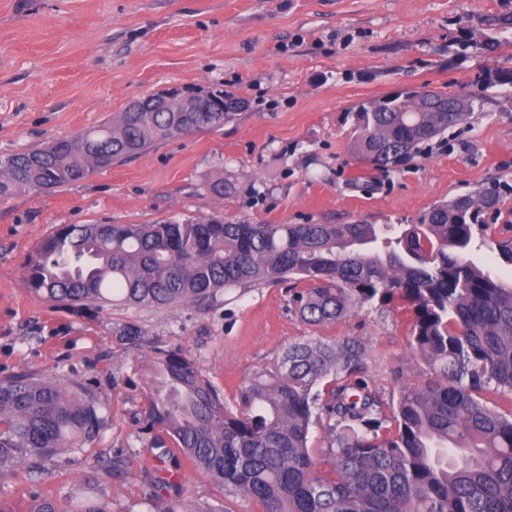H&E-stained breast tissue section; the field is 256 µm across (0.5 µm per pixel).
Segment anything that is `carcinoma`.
I'll use <instances>...</instances> for the list:
<instances>
[{"mask_svg": "<svg viewBox=\"0 0 512 512\" xmlns=\"http://www.w3.org/2000/svg\"><path fill=\"white\" fill-rule=\"evenodd\" d=\"M512 14L479 17L459 46L493 49ZM512 87V66L478 75L467 112H433L412 98L398 109L351 110L358 158L397 172L421 146L469 119L484 90ZM479 91H474V88ZM205 112H131L76 137L0 157V197L47 193L154 145L217 131L243 100L216 88ZM512 207L497 183L433 205L415 224H240L211 217L160 224H63L23 267L28 293L77 310L119 300L210 310L229 292L287 283L301 320L335 323L374 301L409 317V344L427 366L386 406L365 374V345L305 337L253 373L234 406L199 363L156 349L143 429L175 448L232 495L261 512H512V412L483 393L512 396V280L478 267L483 247L512 267ZM108 415L94 390L34 375L0 380V474L75 454L100 437ZM323 429L325 454L309 446ZM148 512H228L181 496L149 495ZM69 512H112L103 498Z\"/></svg>", "mask_w": 512, "mask_h": 512, "instance_id": "cac0c4a2", "label": "carcinoma"}]
</instances>
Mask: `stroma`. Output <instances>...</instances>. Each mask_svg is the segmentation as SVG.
<instances>
[{
    "mask_svg": "<svg viewBox=\"0 0 512 512\" xmlns=\"http://www.w3.org/2000/svg\"><path fill=\"white\" fill-rule=\"evenodd\" d=\"M512 0H0V156L72 138L171 87L221 86L247 106L223 129L162 142L48 193L0 198V380L34 372L92 386L109 412L94 447L46 461L42 481L0 476V507L48 495L68 512L84 480L112 512L170 497L258 512L141 431L155 348L198 360L233 403L240 386L304 337L353 336L386 403L425 379L408 317L379 303L325 326L304 324L284 286L215 310L108 304L77 311L32 297L22 268L63 224H157L221 216L268 224H412L488 179L512 184V88L486 90L468 123L393 175L352 154L350 108L406 87L452 90L512 64V43L461 51L469 19ZM231 179L232 192L209 184ZM140 331L138 343L125 335ZM119 462L113 472L95 461Z\"/></svg>",
    "mask_w": 512,
    "mask_h": 512,
    "instance_id": "35a3bbf8",
    "label": "stroma"
}]
</instances>
